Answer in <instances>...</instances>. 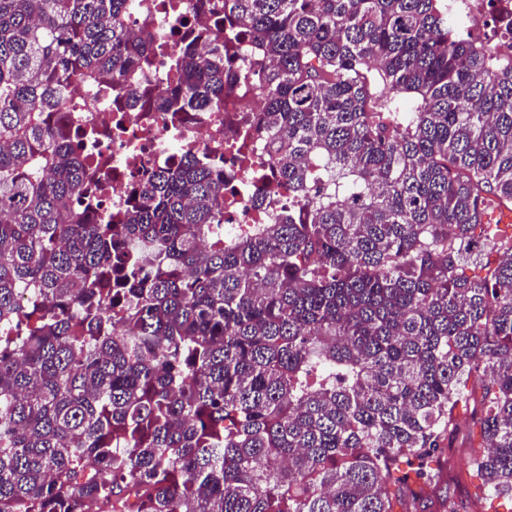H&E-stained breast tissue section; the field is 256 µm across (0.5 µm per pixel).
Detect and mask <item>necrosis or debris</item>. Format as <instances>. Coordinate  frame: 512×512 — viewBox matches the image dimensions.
I'll return each instance as SVG.
<instances>
[{"mask_svg":"<svg viewBox=\"0 0 512 512\" xmlns=\"http://www.w3.org/2000/svg\"><path fill=\"white\" fill-rule=\"evenodd\" d=\"M162 2L139 0L138 11L127 21L132 31L147 22L155 33L160 50L152 68L140 77L155 95L165 92L175 78L174 47L214 20L212 14L191 7L186 10V21L175 20L162 9ZM448 10L479 42H512V32L503 33L493 23L497 17L512 21V0H448ZM234 46L239 78L224 97L223 111L146 112L125 101L114 102L110 94L95 87L87 91L81 111L60 113L63 132L92 135L98 183L89 200L92 210H123L133 183L149 171L175 165L192 151L224 164L225 239L243 237L255 225L274 223L287 214L290 193L276 178L265 142L242 135L246 122L258 114L257 81L270 62L249 41L238 39Z\"/></svg>","mask_w":512,"mask_h":512,"instance_id":"obj_1","label":"necrosis or debris"}]
</instances>
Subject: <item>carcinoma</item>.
I'll use <instances>...</instances> for the list:
<instances>
[{"label": "carcinoma", "mask_w": 512, "mask_h": 512, "mask_svg": "<svg viewBox=\"0 0 512 512\" xmlns=\"http://www.w3.org/2000/svg\"><path fill=\"white\" fill-rule=\"evenodd\" d=\"M134 6L0 0V512H426L414 484L457 512L459 404L512 501V236L484 220L512 211V58L443 0H212L272 59L250 130L294 197L226 245L192 155L118 224L82 205L52 115L141 96ZM173 65L146 111H224V25Z\"/></svg>", "instance_id": "1"}]
</instances>
